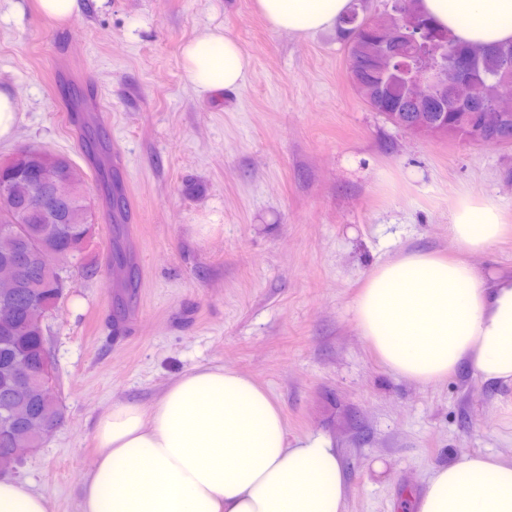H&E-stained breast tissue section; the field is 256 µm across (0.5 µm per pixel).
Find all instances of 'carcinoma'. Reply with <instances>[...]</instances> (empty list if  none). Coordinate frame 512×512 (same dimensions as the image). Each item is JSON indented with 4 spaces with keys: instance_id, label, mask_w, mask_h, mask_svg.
Masks as SVG:
<instances>
[{
    "instance_id": "carcinoma-1",
    "label": "carcinoma",
    "mask_w": 512,
    "mask_h": 512,
    "mask_svg": "<svg viewBox=\"0 0 512 512\" xmlns=\"http://www.w3.org/2000/svg\"><path fill=\"white\" fill-rule=\"evenodd\" d=\"M348 17L336 28L338 37L347 50H356L360 59L356 70L350 74L358 96L372 99L368 106L374 112H393L404 105L405 88L397 72V63L407 60L409 49L395 42H381L376 33L367 26L369 0H352ZM422 19L429 27L435 57H440L447 46L459 55L472 61L470 77L478 100L490 107L492 112L507 115L512 128V112L499 106L504 82L512 77V43L501 44L484 50L462 43L447 30L437 27L429 17ZM460 109L453 100L445 107L433 108L429 115L448 117V124L455 135L471 139V131L460 124L457 115ZM53 167L72 185V197L62 206L35 205L41 194L44 168ZM0 247L11 250L26 259L31 255L53 253L61 262L82 257L92 238L93 212L85 195L83 171L60 154H50L32 146L27 155L13 166L0 170ZM113 235L112 263L128 268V276L121 284L122 294L132 295L138 288V280L131 264V255L124 242L122 226L128 223L129 211L123 185L117 176H112L110 199ZM59 268L48 267L34 260L27 266L26 284L12 293L13 315L0 318V471L6 473L17 466L13 448L25 441L27 430L34 421L40 422L53 415V425L59 426L63 413L59 412L57 392L47 396L38 386H33L23 399L27 419H13L10 407L16 401L8 382L10 372L22 365L36 369L45 358L47 336L36 324L27 321L31 306H43L49 313L59 310L65 285L58 277Z\"/></svg>"
}]
</instances>
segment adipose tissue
<instances>
[{"mask_svg": "<svg viewBox=\"0 0 512 512\" xmlns=\"http://www.w3.org/2000/svg\"><path fill=\"white\" fill-rule=\"evenodd\" d=\"M462 41L512 42V0H420ZM351 0H255L274 31L335 29ZM250 56L205 27L182 50V78L199 96L242 86ZM500 203L460 197L448 234L477 252L505 231ZM356 325L383 365L418 384L468 366L512 387V275L466 260L407 251L377 263L354 302ZM101 451L79 512H345L346 480L332 438H287L281 408L238 371L194 367L148 407L116 402L97 422ZM416 512H512V459L466 456L435 468Z\"/></svg>", "mask_w": 512, "mask_h": 512, "instance_id": "obj_1", "label": "adipose tissue"}]
</instances>
